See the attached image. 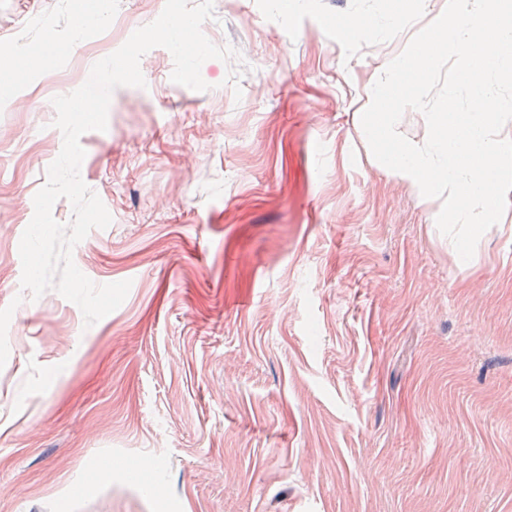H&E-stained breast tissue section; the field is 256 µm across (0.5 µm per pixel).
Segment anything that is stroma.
Wrapping results in <instances>:
<instances>
[{
  "label": "stroma",
  "mask_w": 512,
  "mask_h": 512,
  "mask_svg": "<svg viewBox=\"0 0 512 512\" xmlns=\"http://www.w3.org/2000/svg\"><path fill=\"white\" fill-rule=\"evenodd\" d=\"M214 0L208 89L145 55L80 174L112 222L73 250L130 281L93 326L50 290L14 304L19 244L58 156L53 97L154 21L111 0H0V512H512V192L462 267L442 202L375 160L371 89L448 0ZM368 18L370 28L352 27ZM40 63L11 85L10 43ZM19 98L41 102L18 112Z\"/></svg>",
  "instance_id": "obj_1"
}]
</instances>
